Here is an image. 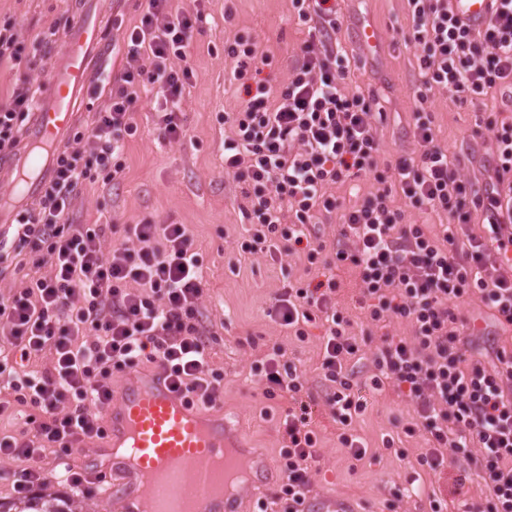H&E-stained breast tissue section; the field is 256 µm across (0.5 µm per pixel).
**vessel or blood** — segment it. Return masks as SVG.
<instances>
[{
  "instance_id": "obj_1",
  "label": "vessel or blood",
  "mask_w": 512,
  "mask_h": 512,
  "mask_svg": "<svg viewBox=\"0 0 512 512\" xmlns=\"http://www.w3.org/2000/svg\"><path fill=\"white\" fill-rule=\"evenodd\" d=\"M457 19L483 26L491 0H451ZM110 45L91 4L71 23L51 81L26 130L28 147L0 159V179L13 181L20 200L36 199L54 171L53 152L70 133L97 67ZM108 440L88 460L92 475L112 478L104 497L118 512H239L238 495L211 493L220 475L215 460L249 445L240 429L213 412L188 405L163 372H129L104 407ZM250 484L273 488L281 479L267 459L250 463Z\"/></svg>"
}]
</instances>
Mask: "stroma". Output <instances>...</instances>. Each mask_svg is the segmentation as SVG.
I'll return each mask as SVG.
<instances>
[{"label":"stroma","mask_w":512,"mask_h":512,"mask_svg":"<svg viewBox=\"0 0 512 512\" xmlns=\"http://www.w3.org/2000/svg\"><path fill=\"white\" fill-rule=\"evenodd\" d=\"M200 7L204 20L195 29L187 66L191 85L180 104V120L186 129L181 141L160 137L150 108L153 91L138 90L130 107L137 128L125 147V170L117 184L102 180L85 182L74 201L70 219L76 224H110L114 231L103 249L126 243L123 225L182 224L203 256L202 275L206 292L202 310L217 335L211 342L213 367L224 371V395L218 408L237 423L252 447L264 449L271 462H278L284 446L282 422L291 407L290 398L267 399L262 386L250 377L252 363L281 348L285 361L293 362L306 379V404L318 443V457L311 467V498L346 499L357 512H429V502L439 482L437 476L417 463L429 448L424 432L403 431L412 415L410 401L393 387L365 391L367 406L354 415L349 427L332 417L326 395L329 382L318 367L325 329L321 322L306 325V338L275 323L269 316L288 284L308 274L304 254L291 253L271 259L243 258L236 242L249 226L242 214L241 189L224 171V138L230 128L224 113L240 111L245 96L234 76L235 64L225 54L224 44L241 30L254 38L259 51L271 56L262 75L269 81L270 98L278 100L287 78V64L306 38L291 0H170L171 13ZM76 0H0V26L15 24L22 44L21 60L13 70L0 74V101L16 84L34 75L48 84L57 51L76 14ZM143 0H111L101 26L113 42L105 66L94 77L93 95L81 107L77 130L90 125L95 112L108 100L102 79L117 76L124 68L123 33L139 25ZM372 24L379 45L369 48L356 35L359 22ZM409 28L407 0H343L337 34L341 51L350 61L347 90L372 91L377 111L384 119L378 126L380 163L395 155L413 152L415 102L412 87L419 79V62L404 36ZM430 110L438 139L451 159L476 185L490 161V134L476 128V106L460 104L443 92L430 96ZM339 283L336 300L363 337L355 382L374 375V355L385 338L410 335L407 324L390 320L367 324L359 300V280L347 269L335 272ZM465 313L477 334L466 352L478 357L485 348L512 350V330L496 324L479 295H472ZM349 431L365 446L362 459H354L342 447L339 436ZM89 447L75 451L73 464L85 469ZM65 496L81 502L86 512H115L96 492V482L84 476L77 484L61 485Z\"/></svg>","instance_id":"stroma-1"}]
</instances>
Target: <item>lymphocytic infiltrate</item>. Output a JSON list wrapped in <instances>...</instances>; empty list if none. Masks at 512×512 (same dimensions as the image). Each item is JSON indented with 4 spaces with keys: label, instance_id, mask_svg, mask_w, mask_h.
Masks as SVG:
<instances>
[{
    "label": "lymphocytic infiltrate",
    "instance_id": "lymphocytic-infiltrate-1",
    "mask_svg": "<svg viewBox=\"0 0 512 512\" xmlns=\"http://www.w3.org/2000/svg\"><path fill=\"white\" fill-rule=\"evenodd\" d=\"M168 2L145 0L139 26L125 35L126 65L108 105L88 132L75 133V146L57 151L35 208L20 212L11 226L38 275L0 299V326L21 359L47 350L52 361L11 379L13 401L27 413L19 436L0 439L1 456L32 461L51 448L67 457L106 438L99 410L112 397L113 375L146 361L167 372L190 405L215 406L223 393L224 372L208 360L215 331L201 308L202 256L184 225H125L128 246L106 253L101 244L112 225L65 221L84 181L122 174L124 142L135 132L129 109L141 84L157 86L162 97L155 109L159 134L183 137L172 106L190 83L185 60L201 16L171 14ZM337 2L292 0L308 38L277 105H270L263 80H244L248 68L269 61L252 37L237 33L226 49L247 97L224 140V171L241 184L251 224L237 252L273 258L301 250L311 266L355 268L367 323L397 319L412 331L379 350L370 384L377 391L393 387L412 403L414 417L404 431L423 430L431 443L418 465L437 474L447 458L464 459L481 487L466 512H512V351L497 348L491 360H466L462 310L466 296L480 293L494 321L512 327V122L483 120L493 163L479 190L439 144L427 107L436 90L475 106L495 95L512 103V0H493L479 29L459 25L450 0H408L405 42L416 49L420 70L413 91L419 149L383 168L377 162L383 115L372 94L343 86L349 62L337 47ZM35 94L28 81L0 103L1 157L18 146V121ZM361 175L374 177L376 192L342 209L332 186ZM396 193L413 209L445 215L442 238L407 222L392 205ZM478 212L483 222L475 232ZM333 216L339 236L321 240L314 228ZM337 289L331 276L288 286L273 315L300 337L305 324L322 322L320 372L333 386L326 404L346 428L363 409L350 365L361 345L336 302ZM251 371L266 397L284 393L296 401L305 389L303 373L276 357L255 361ZM284 439L274 500L279 512H303L317 436L305 414L291 411Z\"/></svg>",
    "mask_w": 512,
    "mask_h": 512
}]
</instances>
